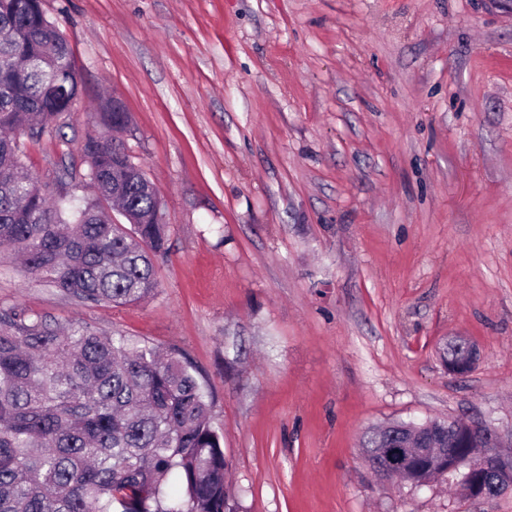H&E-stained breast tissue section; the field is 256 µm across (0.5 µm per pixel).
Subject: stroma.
Instances as JSON below:
<instances>
[{
  "label": "stroma",
  "mask_w": 512,
  "mask_h": 512,
  "mask_svg": "<svg viewBox=\"0 0 512 512\" xmlns=\"http://www.w3.org/2000/svg\"><path fill=\"white\" fill-rule=\"evenodd\" d=\"M83 91L24 140L88 190L102 99L156 185L150 299L87 307L11 262L0 308L81 320L199 371L238 512H512L372 472L396 420L512 431V8L504 0H43ZM456 336L466 375L439 356ZM102 121L109 132L126 129L130 122L129 112H125L118 104L107 102L103 107Z\"/></svg>",
  "instance_id": "stroma-1"
}]
</instances>
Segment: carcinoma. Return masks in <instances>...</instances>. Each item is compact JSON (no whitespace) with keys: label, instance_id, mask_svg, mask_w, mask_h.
<instances>
[{"label":"carcinoma","instance_id":"cac0c4a2","mask_svg":"<svg viewBox=\"0 0 512 512\" xmlns=\"http://www.w3.org/2000/svg\"><path fill=\"white\" fill-rule=\"evenodd\" d=\"M83 79L41 0H0V260L45 279L86 306L151 298L168 252L161 198L110 132L130 113L103 107L109 133L83 148L95 195L77 205L35 180L20 139L38 140L77 102ZM115 208L127 224H117ZM196 369L175 352L81 321L51 322L0 309V512H236L225 486L223 435ZM402 478L418 487L447 474L431 452L482 453L456 418L430 420ZM385 434L363 437L385 475Z\"/></svg>","mask_w":512,"mask_h":512}]
</instances>
